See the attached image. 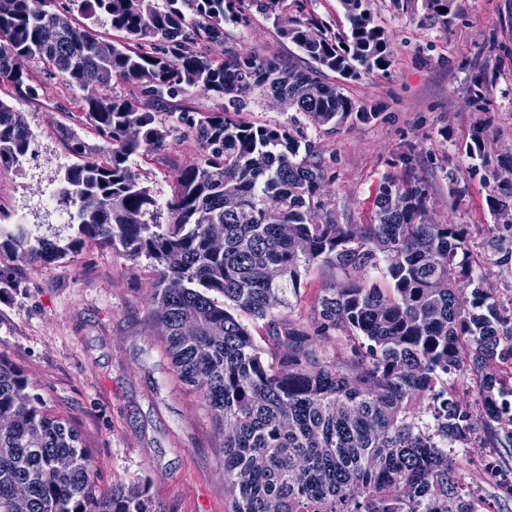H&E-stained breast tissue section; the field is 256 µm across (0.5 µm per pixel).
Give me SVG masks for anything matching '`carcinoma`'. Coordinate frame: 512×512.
<instances>
[{"label": "carcinoma", "mask_w": 512, "mask_h": 512, "mask_svg": "<svg viewBox=\"0 0 512 512\" xmlns=\"http://www.w3.org/2000/svg\"><path fill=\"white\" fill-rule=\"evenodd\" d=\"M58 2L89 19L106 16L122 40L58 25ZM281 2L0 0V81L19 94L38 95L25 69L30 61L82 90L89 73L104 90L114 79L133 84L127 96L93 90L84 97L87 121L108 145L103 160L85 159V142L64 131L79 162L65 169L56 199L73 211L79 237L60 245L23 224L0 226V250L50 262L90 239L153 262L155 321L179 378L199 391L224 435L231 512H267L272 501L279 512H496L443 446L478 434L512 457V429L500 428L512 422V307L483 287L473 260L477 245L512 274V184L493 186L486 199L509 233L475 244L467 224L427 221L432 186L415 173L409 149L398 155L405 176L386 175L379 184L372 222L339 223L322 195L327 162L305 129L334 132L350 119L377 118L326 72L349 79L385 71L390 42L368 0H341L348 28L338 35L312 15L283 17ZM254 4L298 53L241 54L230 46L225 24L243 22ZM423 7L446 23L457 0H423ZM201 43L225 44L224 58L202 54ZM195 91L224 99V110L181 106L177 126L165 125L160 113ZM271 96L288 104L287 121L257 125L241 117ZM174 131L198 146L200 158L181 171L166 203L170 223L148 224L142 217L157 201L131 162ZM486 133V125L473 126L466 152L480 160L470 175L488 181L495 171ZM30 141L22 114L0 100V166H21ZM216 226L221 252L209 247ZM316 262L338 266L347 280L328 289L309 330L272 308ZM378 268L389 287L367 279ZM235 310L262 322L275 357ZM339 332L347 357L329 360L317 340ZM492 361L503 369L487 372ZM455 372L470 376L481 416L449 391ZM31 387L25 370L0 355V423L8 425L0 430V512H157L144 485L99 491L92 450ZM425 400L431 434L416 422ZM62 456L72 466L57 472Z\"/></svg>", "instance_id": "obj_1"}]
</instances>
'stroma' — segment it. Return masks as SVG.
<instances>
[{
  "instance_id": "1",
  "label": "stroma",
  "mask_w": 512,
  "mask_h": 512,
  "mask_svg": "<svg viewBox=\"0 0 512 512\" xmlns=\"http://www.w3.org/2000/svg\"><path fill=\"white\" fill-rule=\"evenodd\" d=\"M288 15L312 14L331 32L347 22L340 0H285ZM375 22L391 40V65L343 82L344 93L375 109L368 124L346 123L338 133L308 127L324 157L327 198L343 224L369 223L382 178L400 174L395 156L413 150L417 172L432 185L430 216L438 224L470 225L475 239L495 219L485 199L490 190L470 180L462 197L448 192V171L465 173L472 160L466 144L473 126L490 127V159L512 152V0H458L448 26L429 21L423 0H370ZM249 25H233L238 51L270 56L293 52L272 21L251 9ZM36 98L0 82V99L21 112L38 156L22 167H0V224L38 225L43 238L67 244L76 226L59 223L41 197L56 193L66 167L75 163L60 134L72 128L100 158L102 140L88 124L83 93L28 63ZM488 78L484 98L471 91L476 74ZM198 146L171 135L159 151L133 159L131 167L157 200L149 224L170 220L166 202L181 169L199 159ZM0 268L15 285L0 290V355L21 366L52 413L72 419L91 448L102 491L115 484H143L157 512H230L224 483V438L194 387L177 376L153 312L155 273L148 258L130 261L111 247L84 241L64 259L29 262L0 254ZM341 270L319 264L303 272L298 290H286L275 312L314 326L327 288ZM466 481L478 496L495 489L489 469L500 456L480 439L455 446Z\"/></svg>"
}]
</instances>
